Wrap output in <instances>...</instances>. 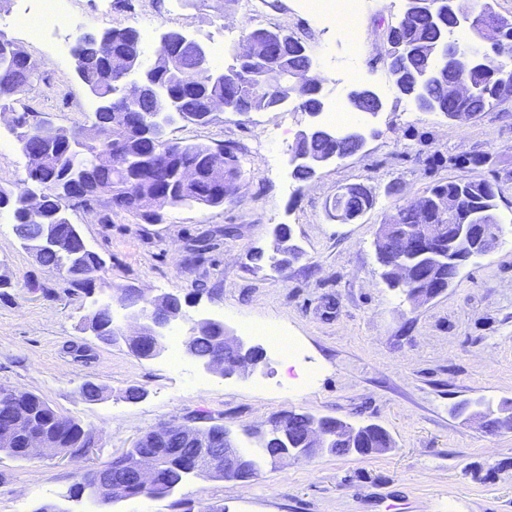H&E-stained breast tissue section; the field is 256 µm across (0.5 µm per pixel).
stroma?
Here are the masks:
<instances>
[{
  "label": "stroma",
  "instance_id": "1",
  "mask_svg": "<svg viewBox=\"0 0 512 512\" xmlns=\"http://www.w3.org/2000/svg\"><path fill=\"white\" fill-rule=\"evenodd\" d=\"M404 0H368L360 21L357 82L385 99L378 116L359 123L370 136L361 151L294 179L290 155L312 118L295 103L265 112H212L209 123L176 121L170 139L224 146L243 166L239 194L220 207H163V221L146 223L101 197L71 204L68 213L105 261L92 293L70 285L25 250L0 212V386L30 392L92 432L85 457L45 452L14 459L0 452V512H100L74 499L72 486L88 469L112 461L136 439L166 423L199 425L209 418L239 433L288 411L334 416L386 429L392 450L370 456L324 455L265 465L246 481L193 478L170 498L127 497L110 512H173L188 498L227 512H512V432L487 433L464 424L457 403L512 399V97L466 121L417 111L392 87L384 58L387 33ZM25 0H0V38L37 65L30 90L0 116V187L30 188L15 117L76 128L89 121L92 99L74 73L72 56L56 58L15 18ZM76 26L59 32L131 27L154 59L158 34L184 30L220 49L216 69L244 29L281 27L305 42L325 78L324 98L346 103L351 87L336 31L312 26L298 0H263L260 14L243 0L227 11L215 0H74ZM486 179L500 191L505 234L492 254L472 259L454 285L412 305L381 278L374 239L379 224L436 183ZM352 185L373 189L374 204L343 223L329 210ZM291 229L300 259L273 264L276 225ZM119 288L150 296L179 295L185 317L165 333L153 359L124 342L105 344L82 323ZM215 318L265 358L231 377L206 372L184 353L191 320ZM253 323L276 325L301 347L283 372L285 355L249 334ZM106 388L102 401L81 394L85 381ZM143 390L130 402L128 388Z\"/></svg>",
  "mask_w": 512,
  "mask_h": 512
}]
</instances>
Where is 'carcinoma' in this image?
I'll return each instance as SVG.
<instances>
[{
	"label": "carcinoma",
	"instance_id": "obj_1",
	"mask_svg": "<svg viewBox=\"0 0 512 512\" xmlns=\"http://www.w3.org/2000/svg\"><path fill=\"white\" fill-rule=\"evenodd\" d=\"M452 21L449 12L438 7L433 11L423 9L411 13L390 29L388 42L392 45L413 44L416 52L402 62L408 71H420L429 64V55L433 40ZM502 31V38L494 46L499 54L512 57V19L496 16ZM112 49L103 54L98 40L92 34L78 39V54L74 57L75 68L84 75L83 85L93 88L102 97L118 99L122 96L119 75L142 60L140 36L133 28H112L108 30ZM263 33L274 42L272 62L288 71L300 70L306 60L305 44L294 34L282 28L265 29ZM200 58L196 48L185 44L174 55L165 49L157 51L154 77L175 101L176 116L193 122L198 112L206 108L213 100L235 98L232 111L260 112L277 108V94L266 95L253 86V75L260 66L252 61H244L237 67L227 68L220 80L209 81L198 72ZM26 70L23 58L18 57L0 67V103L7 102L17 95L12 75ZM473 86L471 97L454 103L446 102L441 89L434 87L430 93L435 97L439 110L448 115L452 112H483L493 104L512 95V70L493 74L476 71L469 75ZM298 108L305 112H315L321 107L317 87L303 83L295 89ZM155 104L149 103L130 112L131 119L125 123L112 122V113L107 110H95L90 122L77 129L45 127L39 121L30 124L22 121L18 134L20 150L29 149L43 157V163L35 177L44 187L45 195L42 210L37 218H29L22 210L21 194L0 188V211L8 210L12 214L13 232L22 242H35L40 239L49 225L59 227L60 247L40 254L38 261L70 280L73 287L92 292L91 285L96 274L102 268L101 257L91 251L83 250V245L73 237L68 228L70 218L66 202L70 201L69 192H60L57 186L67 184L81 195L84 202L106 196L117 207L138 214L148 224H157L162 215L152 211V199L158 195L169 197L168 206L209 207L224 205V201L237 196L242 179V169L238 157L231 151H224V169L222 185L211 182L208 167L209 154L213 147L206 144H184L170 141L157 135L151 121ZM118 151L112 156L109 166H95L93 155L108 152L112 147ZM335 146L321 138H309L295 143L294 150L301 154L315 156L329 153ZM196 169L198 181L181 183L176 172L182 167ZM445 195L457 210V219L474 221L475 217L490 213L496 217V223H502L499 217L497 185L487 180L466 182L448 181L430 188L419 197L423 209L427 210L436 224L448 223V215L437 210L435 200ZM401 219L397 223L387 221L379 225L376 238L401 240L415 223V216L406 210L400 211ZM417 273L426 274L434 283L448 285V244L441 242L433 250V256L418 260ZM85 326L103 330L101 339L105 343L117 341L120 328L114 323L112 303L107 301L86 318ZM193 352L200 358L224 350V326L211 324L195 337ZM229 363L251 360L260 363L263 350L252 347L242 353L224 355ZM28 425L37 421L40 425L53 423L58 427L55 433L57 446L70 451L81 452L94 446L91 432L86 431L75 419L58 414L42 398L33 393L13 395L10 390L0 388V429L15 426L16 421ZM368 447L384 453L394 445L393 438L383 428L366 430ZM151 439L150 447L160 467V484L152 489L144 487L129 475H121L125 496L167 497L185 484L194 473L185 462L195 457L192 441L176 434L172 437H160L155 431L146 433ZM260 455L252 464L263 459L274 460L280 457L282 444L274 438L260 442ZM87 496L101 507L109 505L106 492L94 480L86 475L79 478L73 486L72 497L79 499ZM171 507L178 512H226L222 506L198 505L193 509L191 501L178 499Z\"/></svg>",
	"mask_w": 512,
	"mask_h": 512
}]
</instances>
